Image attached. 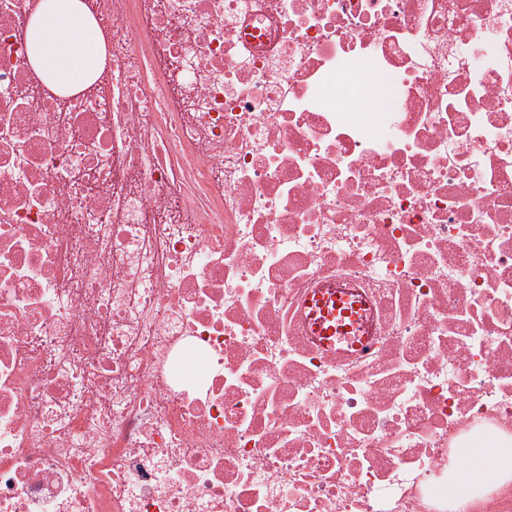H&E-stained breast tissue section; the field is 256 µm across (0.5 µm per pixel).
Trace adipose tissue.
<instances>
[{
  "label": "adipose tissue",
  "instance_id": "ef3b65f1",
  "mask_svg": "<svg viewBox=\"0 0 512 512\" xmlns=\"http://www.w3.org/2000/svg\"><path fill=\"white\" fill-rule=\"evenodd\" d=\"M32 66L55 89L74 92L90 84L103 45L83 0H41L26 28ZM512 464V446L479 444L471 448L457 476L460 491Z\"/></svg>",
  "mask_w": 512,
  "mask_h": 512
}]
</instances>
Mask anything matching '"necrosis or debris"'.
Returning <instances> with one entry per match:
<instances>
[{
    "label": "necrosis or debris",
    "mask_w": 512,
    "mask_h": 512,
    "mask_svg": "<svg viewBox=\"0 0 512 512\" xmlns=\"http://www.w3.org/2000/svg\"><path fill=\"white\" fill-rule=\"evenodd\" d=\"M40 2L0 0V512H512L448 493L512 443V0H84L70 95ZM26 38L32 66L55 89L67 93L90 84L103 45L82 0H41ZM309 306L312 308L311 315L316 317V321L313 323L316 335L321 336L324 342L330 344V338L336 336V315L342 307V301L335 295L316 294L313 299H309ZM512 462V446L508 444H478L471 448L457 476V485L463 493L468 491L475 483L485 476H489L492 468L494 474L507 476L506 470Z\"/></svg>",
    "instance_id": "necrosis-or-debris-1"
}]
</instances>
